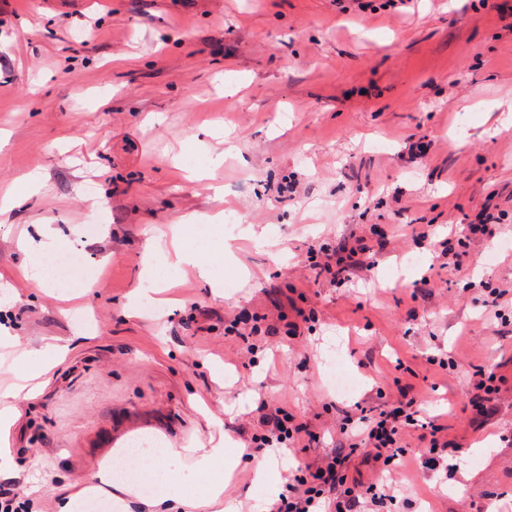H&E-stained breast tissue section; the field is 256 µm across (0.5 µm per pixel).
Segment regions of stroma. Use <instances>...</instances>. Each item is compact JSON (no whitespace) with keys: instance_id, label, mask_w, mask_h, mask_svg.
<instances>
[{"instance_id":"obj_1","label":"stroma","mask_w":512,"mask_h":512,"mask_svg":"<svg viewBox=\"0 0 512 512\" xmlns=\"http://www.w3.org/2000/svg\"><path fill=\"white\" fill-rule=\"evenodd\" d=\"M0 130V196L32 173L41 184L0 211V333L14 341L0 391L17 352L65 349L15 401L19 474L0 488L57 512L54 487L95 484L113 449L146 435L206 446L220 431L241 457L225 500L267 512L300 466L331 455L344 414L410 387L463 448L455 476L426 468L413 436L391 468L356 456L345 474L394 486L388 512H512V0H0ZM414 134L433 141L426 161L410 157ZM490 196L505 216L464 275L406 234L422 215L435 239L466 237ZM215 215L227 289L189 266L164 303L129 313L147 239ZM34 224L68 243L27 279ZM373 224L391 229L374 269L314 278L309 245ZM66 253L89 292L55 266ZM426 274L437 288L413 296ZM484 281L503 290L505 319L482 306ZM244 309L309 319L250 350L224 332ZM478 365L505 376L482 423L467 407ZM279 409L319 440L278 452L272 490L255 440Z\"/></svg>"}]
</instances>
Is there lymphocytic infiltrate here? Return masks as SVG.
<instances>
[{"label": "lymphocytic infiltrate", "mask_w": 512, "mask_h": 512, "mask_svg": "<svg viewBox=\"0 0 512 512\" xmlns=\"http://www.w3.org/2000/svg\"><path fill=\"white\" fill-rule=\"evenodd\" d=\"M376 253L374 241L363 236L356 237L354 245L347 248L312 247L307 251L309 268L315 277L333 282L349 281L358 273L371 270ZM474 375L476 380L468 392V406L476 418L482 419L496 410L502 377L496 371L482 368L475 369ZM416 405V398L404 388L386 409L375 414L364 411L359 417L348 418L335 457L305 466L268 512H311L323 498L332 499L335 512H381L393 498L392 487L348 482L339 472L347 456L362 454L383 466H391L404 453L405 436L413 432L427 448L425 462L430 466H439L444 456L455 457L461 451L459 444L444 437L442 425L431 419L421 420Z\"/></svg>", "instance_id": "lymphocytic-infiltrate-1"}]
</instances>
